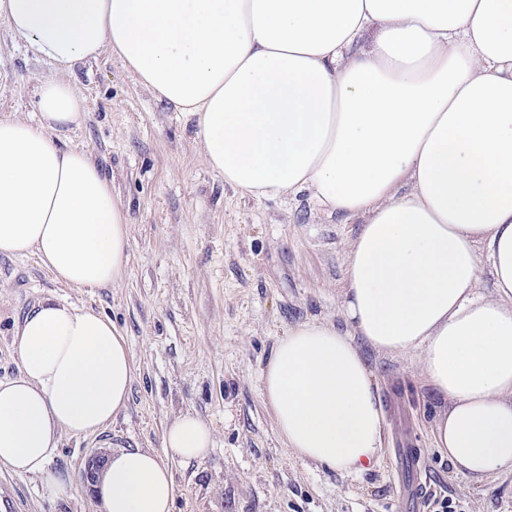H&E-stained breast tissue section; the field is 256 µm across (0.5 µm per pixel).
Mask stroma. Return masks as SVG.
<instances>
[{
    "instance_id": "1",
    "label": "stroma",
    "mask_w": 512,
    "mask_h": 512,
    "mask_svg": "<svg viewBox=\"0 0 512 512\" xmlns=\"http://www.w3.org/2000/svg\"><path fill=\"white\" fill-rule=\"evenodd\" d=\"M54 77L84 100L68 142L90 151L129 209V260L118 285L77 289L56 283L36 255L1 256L0 379L18 371L16 325L47 298L110 317L134 372L125 409L104 431L63 435L47 468L68 477L64 491L39 475L0 472L10 512H104L81 482L88 456L161 451L166 426L187 411L211 428L213 446L200 461L165 455L173 512H433L442 497L461 512H512L511 471L475 483L435 450L440 401L411 354H368L385 416L384 447L371 468L348 474L287 453L258 374L288 327L340 322L347 249L360 219L328 215L305 192L235 191L205 166L193 124L119 60L104 55L60 72L0 21V114L33 119L34 88ZM405 448L420 453V468L402 457ZM413 478L428 492L410 509L401 489Z\"/></svg>"
}]
</instances>
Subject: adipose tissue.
Masks as SVG:
<instances>
[{
  "mask_svg": "<svg viewBox=\"0 0 512 512\" xmlns=\"http://www.w3.org/2000/svg\"><path fill=\"white\" fill-rule=\"evenodd\" d=\"M0 20L58 68L118 57L194 121L206 165L241 194L305 192L363 218L343 326L289 327L260 371L286 450L345 472L378 461L366 345L416 356L456 475L512 471V0H0ZM34 96L36 120L0 117V256L37 255L71 288L117 284L128 211L90 152L57 139L82 99L55 78ZM13 346L0 468L64 486L46 465L63 435L101 432L126 407L130 351L108 317L52 298ZM212 444L188 412L163 436L187 461ZM97 492L105 512H173L172 473L149 449L113 453Z\"/></svg>",
  "mask_w": 512,
  "mask_h": 512,
  "instance_id": "ef3b65f1",
  "label": "adipose tissue"
}]
</instances>
